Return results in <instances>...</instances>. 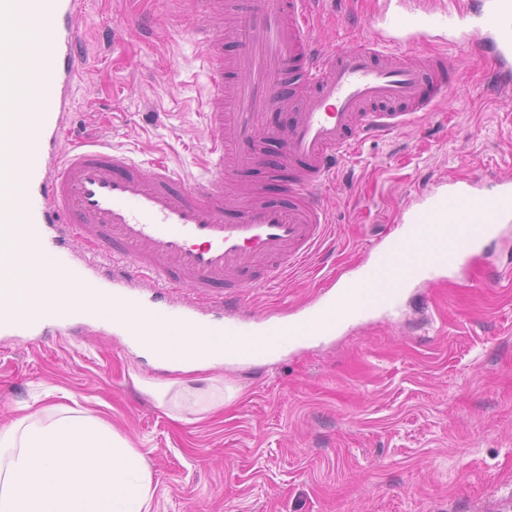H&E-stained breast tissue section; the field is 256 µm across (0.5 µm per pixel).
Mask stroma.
Here are the masks:
<instances>
[{
    "mask_svg": "<svg viewBox=\"0 0 512 512\" xmlns=\"http://www.w3.org/2000/svg\"><path fill=\"white\" fill-rule=\"evenodd\" d=\"M83 2L72 135L200 177L206 66L191 36L174 34L201 21L199 0ZM377 8L322 0L315 31L328 46L353 42ZM450 56L459 87L343 161L327 200L329 252L250 289L253 311L289 315L360 268L420 191L512 179V95L495 93L488 65L468 52ZM494 268L512 269V224L466 273L408 289L395 316L350 322L272 363L216 371L237 393L193 422L136 386L170 374L120 350L112 332L51 329L33 343L0 335V425L26 405L107 420L148 459L151 512H473L512 488V287L487 286Z\"/></svg>",
    "mask_w": 512,
    "mask_h": 512,
    "instance_id": "1",
    "label": "stroma"
}]
</instances>
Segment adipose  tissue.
<instances>
[{
	"label": "adipose tissue",
	"mask_w": 512,
	"mask_h": 512,
	"mask_svg": "<svg viewBox=\"0 0 512 512\" xmlns=\"http://www.w3.org/2000/svg\"><path fill=\"white\" fill-rule=\"evenodd\" d=\"M29 285L0 294V317L22 312L42 323L71 314L67 278L32 236L22 239ZM137 352L173 372L218 369L266 353L253 337L217 336L143 317ZM153 477L144 454L111 424L82 410L51 405L0 425V512H150Z\"/></svg>",
	"instance_id": "ef3b65f1"
}]
</instances>
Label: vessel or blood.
<instances>
[{
  "instance_id": "1",
  "label": "vessel or blood",
  "mask_w": 512,
  "mask_h": 512,
  "mask_svg": "<svg viewBox=\"0 0 512 512\" xmlns=\"http://www.w3.org/2000/svg\"><path fill=\"white\" fill-rule=\"evenodd\" d=\"M217 0L191 29L210 75L204 101L207 178L188 182L162 159L103 142L66 145L82 35L80 0H0V240L31 231L74 287L111 295L136 313L228 336H328L348 319L398 310L407 288L469 266L480 243L512 224V183L485 193L456 179L403 209L399 233L374 247L360 274L297 317L249 309L248 289L305 261L327 232L325 193L362 135L416 123L455 80L447 48L490 60L512 92V0H382L366 35L321 48L311 0H226L237 52L222 53ZM436 40L444 52L409 56ZM238 81L226 88L224 74ZM270 133L282 149L269 158ZM241 167L292 177L289 198L254 193L224 214V181ZM82 240L84 252L73 250ZM190 288L183 297L181 288Z\"/></svg>"
}]
</instances>
